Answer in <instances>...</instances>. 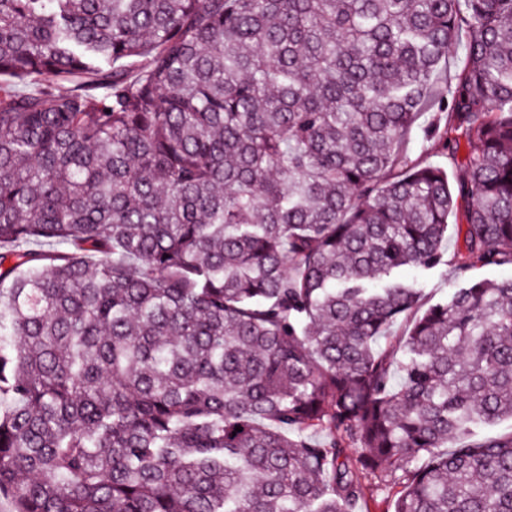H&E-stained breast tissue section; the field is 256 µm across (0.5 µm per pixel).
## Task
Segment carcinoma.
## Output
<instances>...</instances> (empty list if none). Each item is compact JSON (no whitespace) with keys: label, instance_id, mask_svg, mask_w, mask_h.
<instances>
[{"label":"carcinoma","instance_id":"obj_1","mask_svg":"<svg viewBox=\"0 0 512 512\" xmlns=\"http://www.w3.org/2000/svg\"><path fill=\"white\" fill-rule=\"evenodd\" d=\"M458 216L512 266V0H0V496L512 512V278H396ZM434 118L433 112H425L419 118L416 126L409 135L408 148L413 158L421 157L424 160L442 165L448 171L449 180L455 183L464 174L466 148L462 144L454 158L442 154L437 139H427L425 130Z\"/></svg>","mask_w":512,"mask_h":512}]
</instances>
